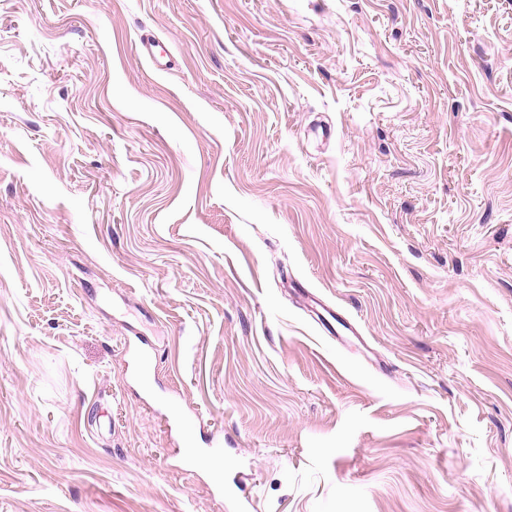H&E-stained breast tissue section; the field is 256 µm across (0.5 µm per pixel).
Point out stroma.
Instances as JSON below:
<instances>
[{
    "mask_svg": "<svg viewBox=\"0 0 512 512\" xmlns=\"http://www.w3.org/2000/svg\"><path fill=\"white\" fill-rule=\"evenodd\" d=\"M0 512H512V0H0ZM184 431L186 447L193 446L191 426L186 423L184 425ZM213 446L214 447L212 448L205 449L194 447L184 448L185 457L191 462H195L197 459H202L212 473L219 474L218 476H214V482L217 488L223 489L224 452L223 449L220 448L219 443H215Z\"/></svg>",
    "mask_w": 512,
    "mask_h": 512,
    "instance_id": "1",
    "label": "stroma"
}]
</instances>
